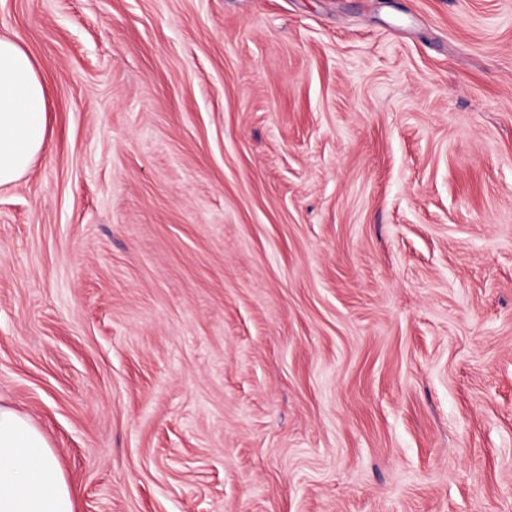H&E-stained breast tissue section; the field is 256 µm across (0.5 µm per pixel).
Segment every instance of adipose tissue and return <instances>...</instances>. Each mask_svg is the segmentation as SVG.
Instances as JSON below:
<instances>
[{
  "label": "adipose tissue",
  "mask_w": 512,
  "mask_h": 512,
  "mask_svg": "<svg viewBox=\"0 0 512 512\" xmlns=\"http://www.w3.org/2000/svg\"><path fill=\"white\" fill-rule=\"evenodd\" d=\"M50 141L48 90L31 54L0 36V188L21 180ZM77 490L31 420L0 404V512H76Z\"/></svg>",
  "instance_id": "obj_1"
}]
</instances>
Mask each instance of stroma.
<instances>
[{
    "label": "stroma",
    "instance_id": "stroma-1",
    "mask_svg": "<svg viewBox=\"0 0 512 512\" xmlns=\"http://www.w3.org/2000/svg\"><path fill=\"white\" fill-rule=\"evenodd\" d=\"M0 403L77 512H512V0H0ZM48 98L31 54L0 36V188L21 180L47 149Z\"/></svg>",
    "mask_w": 512,
    "mask_h": 512
}]
</instances>
